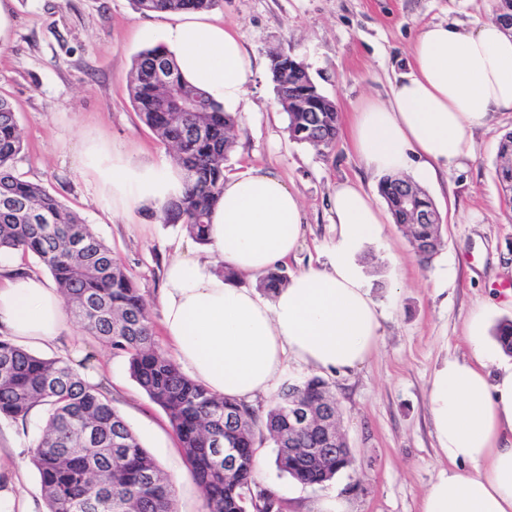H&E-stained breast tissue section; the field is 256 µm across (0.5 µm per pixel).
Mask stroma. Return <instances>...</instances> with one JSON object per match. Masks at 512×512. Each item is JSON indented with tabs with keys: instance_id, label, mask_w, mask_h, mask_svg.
<instances>
[{
	"instance_id": "35a3bbf8",
	"label": "stroma",
	"mask_w": 512,
	"mask_h": 512,
	"mask_svg": "<svg viewBox=\"0 0 512 512\" xmlns=\"http://www.w3.org/2000/svg\"><path fill=\"white\" fill-rule=\"evenodd\" d=\"M494 0H221L212 17L234 33L254 61L248 77L250 104L241 112L237 142L226 174L249 168L272 171L297 190L306 233L287 264L289 273L329 267L336 227L329 198L337 183L360 181L377 195L379 175L355 154L349 129L362 99L385 96L390 82L408 73L422 26L468 24L493 14ZM12 27L0 49V97L13 105L25 148L15 162L24 179L41 184L77 211L137 282L152 321L166 264L196 243L180 227L156 218L151 205L135 219L113 212L87 166L96 142L135 161L171 159L135 112L128 80L135 55L148 48L140 29L164 22L146 16L133 0H13ZM302 61L319 89L341 112L335 147L326 153L291 140L288 117L276 104L270 55ZM512 131V112L495 114L473 134L474 153L448 173L445 184L425 185L442 221L444 247L421 263L394 223L359 257L373 299L384 313L376 352L361 367L329 376L341 412V428L355 463L329 485L311 488L281 475L274 450L256 453L260 483L274 489L287 512H313L338 494L350 512H421L429 483L448 467L437 453L429 408L435 369L446 359L471 355L469 316L487 312L488 326L512 319V212L496 177L500 138ZM93 353L97 374L144 448L170 478L177 512H206L165 413L131 378L123 358L96 343L76 323L60 342L38 354L69 357L70 346ZM44 414L27 423L0 419V449L23 464L20 489L45 512L31 451Z\"/></svg>"
}]
</instances>
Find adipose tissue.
I'll return each mask as SVG.
<instances>
[{
  "mask_svg": "<svg viewBox=\"0 0 512 512\" xmlns=\"http://www.w3.org/2000/svg\"><path fill=\"white\" fill-rule=\"evenodd\" d=\"M182 75L225 108H241L252 60L239 38L197 13L156 29ZM512 112V34L490 20L467 27L424 26L407 74L385 97L355 109L356 153L367 169L399 174L415 168L437 182L469 153V138L495 113ZM113 210L134 214L180 194L178 173L163 160L142 163L113 152L94 170ZM336 226L324 269L292 275L271 296L243 285L285 264L304 236L300 197L268 171L251 169L224 182L212 210L208 257L184 256L166 268L158 296L162 327L178 362L219 396L251 402L266 394L291 359L321 374L346 373L376 350L383 314L370 295L359 252L381 233L382 213L354 181L337 184ZM233 271L227 279L217 264ZM0 330L35 344L66 328L58 289L41 274L0 268ZM472 356L450 358L434 372L430 409L439 456L448 469L427 488L422 512H512V363L484 332L483 311L469 319Z\"/></svg>",
  "mask_w": 512,
  "mask_h": 512,
  "instance_id": "1",
  "label": "adipose tissue"
}]
</instances>
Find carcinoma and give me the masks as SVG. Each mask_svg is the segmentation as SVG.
<instances>
[{"label":"carcinoma","instance_id":"obj_1","mask_svg":"<svg viewBox=\"0 0 512 512\" xmlns=\"http://www.w3.org/2000/svg\"><path fill=\"white\" fill-rule=\"evenodd\" d=\"M220 0H134L145 15L205 12ZM288 64L283 82L278 60ZM164 67L167 86L155 83ZM270 71L276 99L288 116L289 136L318 153L336 144L340 114L336 102L320 92L305 65L278 53ZM129 95L140 120L174 147L182 173L181 194L160 208L162 220L179 224L195 242L207 244L206 218L224 189V161L239 126L236 112L224 111L205 92L185 81L161 47L139 52L133 62ZM196 103L177 111V99ZM311 112H297L300 104ZM24 147L16 113L0 98V252L35 256L50 273L72 318L112 355L127 360L131 377L166 414L195 483L205 495L206 512H286L277 493L258 483V445L276 448V468L295 482L323 487L350 468L347 456L328 443V418H336L330 384L313 376L284 387L265 415L253 405L218 397L183 372L157 345L148 306L112 248L97 237L75 210L42 185L14 173ZM498 182L512 183V132L498 145ZM405 179L383 177L379 192L389 213L428 262L442 247L441 225L417 224L400 206ZM279 266L259 280L267 294L285 286ZM493 335L512 356V320L500 321ZM314 409L319 421L296 428L289 405ZM45 414L32 463L39 475L46 512H177L172 484L144 448L100 385L89 383L61 357L46 358L0 336V416L25 421L35 409ZM236 462L224 466V449ZM290 448H327L317 461L288 453Z\"/></svg>","mask_w":512,"mask_h":512}]
</instances>
